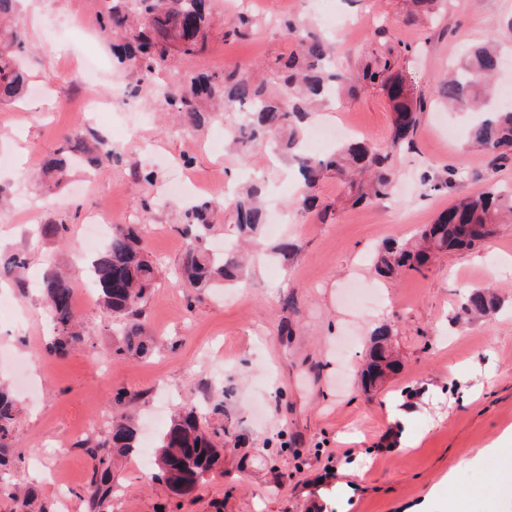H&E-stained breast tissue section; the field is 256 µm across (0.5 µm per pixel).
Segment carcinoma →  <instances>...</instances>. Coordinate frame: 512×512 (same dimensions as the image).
Listing matches in <instances>:
<instances>
[{"label": "carcinoma", "instance_id": "cac0c4a2", "mask_svg": "<svg viewBox=\"0 0 512 512\" xmlns=\"http://www.w3.org/2000/svg\"><path fill=\"white\" fill-rule=\"evenodd\" d=\"M447 0H412L413 12L431 15ZM103 27H118L127 37L115 46L121 61L129 63L135 76L134 90L146 86L157 71L173 67L187 59H201L209 47L210 0H110ZM17 0H0V102L19 96L25 85L20 67L25 39L21 32L4 27L15 12ZM256 23L251 15L239 13L230 21L226 34L243 38ZM287 38L297 49L268 65L279 92H268L267 85L255 83L241 69L198 71L178 79L164 96L168 108L176 114L179 131L200 129L209 119L204 107L222 102L224 108L248 106L247 121L232 133L236 150L247 156L263 140H274L280 152L297 167L302 177L298 205L304 212H317L324 220L333 213L332 205L319 201L320 183L337 177L344 185V198L353 206L380 204L390 199L394 179L393 158L413 144V135L424 110V101L414 95L405 75L397 69L398 56L389 47L364 59L354 73L344 72L336 64L335 47L320 33L288 17L281 21ZM501 58L493 41L471 46L459 68L441 85V94L455 112H484L488 97L494 95L492 83ZM346 86L355 95L364 86H379L392 110L390 139L376 146L363 139H352L334 152L312 156L301 149L302 125L308 109L337 88ZM471 145L493 152L496 158L512 155V106L501 105L493 114L477 122L470 130ZM113 150L103 142L68 140L66 151L46 164V173L59 184L68 176L73 160L95 167L112 159ZM261 186L254 183L219 202H195L185 209L187 247L178 272L180 283L201 295L238 281L242 277L244 246L211 253L204 246L213 224L217 205L231 213L242 241L260 244L266 214L258 197ZM452 208L466 214L472 224L465 233L448 223V213L438 215L434 223L420 229L412 243L391 242L378 251L376 273L395 279L403 272H420L434 252H455L478 246L475 239H488L500 224L512 220V198L491 191L466 195L455 200ZM141 225L122 224L112 228V237L94 255L89 268L99 292V307L111 321L123 328L120 352L144 355L151 339L144 335L143 322L148 292L155 284L157 270L140 246ZM24 260L16 255L0 258V277H17ZM42 289L54 326V339L47 348L50 355L61 356L84 343L73 304L71 278L61 271H48ZM501 306L490 288L470 292L454 319L457 322L487 317ZM391 333L387 325L378 327L369 339L366 359L379 355L378 345ZM19 409L10 392L0 386V466L10 462L14 448V426ZM136 424L129 416L112 420L109 437L86 439L84 444L103 464L115 451L128 454L136 448ZM202 417L194 410L179 411L162 434L155 452L156 477L175 489L197 483L220 461L214 437ZM111 491L109 475L104 473L88 489L91 500L105 498Z\"/></svg>", "mask_w": 512, "mask_h": 512}]
</instances>
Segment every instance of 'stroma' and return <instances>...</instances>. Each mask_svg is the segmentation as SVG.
Here are the masks:
<instances>
[{"label": "stroma", "mask_w": 512, "mask_h": 512, "mask_svg": "<svg viewBox=\"0 0 512 512\" xmlns=\"http://www.w3.org/2000/svg\"><path fill=\"white\" fill-rule=\"evenodd\" d=\"M214 29L202 63L183 61L162 79L205 68L240 67L256 80L296 44L277 22L294 17L338 32L337 61L356 70L374 47L373 29L404 54V73L425 110L411 148L396 160L394 197L386 206H350L336 179L320 186L335 204L332 219L293 211L294 167L266 145L239 158L226 134L238 112L213 117L202 136L178 131L155 91L131 93L129 72L112 56L102 30L103 0H21L11 26L29 43L22 61L25 96L0 104V256L24 254L26 276L69 270L74 289L85 276L81 229L96 212L111 224L143 214L144 245L161 270L145 306L154 339L144 357L117 354L121 339L97 303L75 296L87 339L57 358L45 351L53 326L39 290L0 280V384L12 385L13 361L26 360L35 395L15 392L20 408L14 461L0 469V512H512V456L495 454L512 431V224L473 251L446 255L422 272L386 282L373 259L390 240L412 239L459 196L512 189V158L493 161L470 146V117L446 111L439 87L468 45L495 38L512 60V0H448L447 15L412 19L406 0H211ZM258 25L250 36H224L239 11ZM103 101L86 111L87 96ZM145 117L127 125L125 105ZM377 144L390 137L385 94L366 88L314 112L310 125L336 120ZM111 143L115 155L93 171L71 170L49 186L45 159L68 138ZM464 177L447 186L448 170ZM154 171L147 186L139 170ZM211 188L212 198L259 173L288 213L263 234L239 283L192 300L173 274L186 247L182 199L167 194L177 170ZM65 223L63 237L43 239L39 224ZM293 241L294 254L272 249ZM494 284L498 314L475 323L453 315L473 288ZM392 329L402 367L374 394L356 369L380 325ZM223 403V415L212 414ZM211 414L224 441L221 460L189 492L155 479L154 451L172 416L187 407ZM134 408L137 446L110 459L112 493L84 494L99 464L78 428L105 436L112 416ZM28 507H19L18 498Z\"/></svg>", "instance_id": "stroma-1"}]
</instances>
